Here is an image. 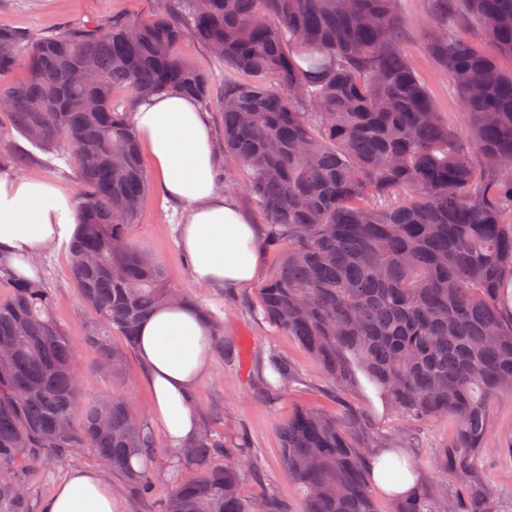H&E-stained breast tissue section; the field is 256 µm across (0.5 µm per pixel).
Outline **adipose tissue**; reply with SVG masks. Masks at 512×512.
I'll use <instances>...</instances> for the list:
<instances>
[{"label":"adipose tissue","mask_w":512,"mask_h":512,"mask_svg":"<svg viewBox=\"0 0 512 512\" xmlns=\"http://www.w3.org/2000/svg\"><path fill=\"white\" fill-rule=\"evenodd\" d=\"M135 126L149 150L167 199L184 208L180 246L195 283L238 288L260 272V228L215 178V138L198 101L179 92L140 99ZM78 222L74 193L29 176L0 178V253L23 275L35 258L69 236ZM211 327L187 304L161 308L140 326L137 356L154 396V419L170 447L192 441L199 421L190 404L211 355ZM115 491L100 474L75 471L42 512H115Z\"/></svg>","instance_id":"adipose-tissue-1"}]
</instances>
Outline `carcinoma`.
Returning a JSON list of instances; mask_svg holds the SVG:
<instances>
[{"label": "carcinoma", "instance_id": "obj_1", "mask_svg": "<svg viewBox=\"0 0 512 512\" xmlns=\"http://www.w3.org/2000/svg\"><path fill=\"white\" fill-rule=\"evenodd\" d=\"M512 57V0H454ZM397 0H165L150 22L114 18L30 36L0 27V98L34 146L78 162L79 224L68 249L81 300L100 329L86 337L122 374L139 322L189 294L167 283L131 229L149 177L131 113L117 100L178 89L202 103L213 79L179 59L192 36L224 61L221 149L251 172L246 186L282 248L258 289L259 312L294 337L329 383L363 376L408 422L452 418L431 474L389 512H502L477 472L489 403L512 395V71L451 28L432 51L464 103L467 139L448 127L398 42ZM24 80L5 83L18 68ZM478 156L474 162L472 156ZM0 512H32L26 466L92 448L116 488L151 494L155 436L121 392L85 404L77 351L53 316L54 295L0 258ZM124 345L110 343L112 334ZM215 353L231 357L216 326ZM267 366L287 387L294 367ZM357 416L298 410L282 428V462L299 512H377ZM243 445L201 428L170 462L196 475L159 512H281L270 493H241ZM462 492L434 494L448 477Z\"/></svg>", "mask_w": 512, "mask_h": 512}]
</instances>
